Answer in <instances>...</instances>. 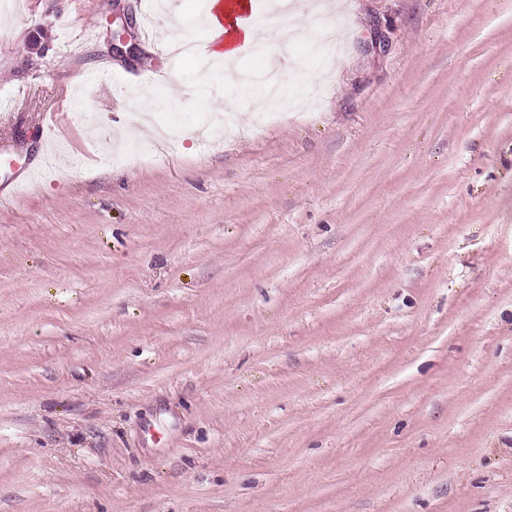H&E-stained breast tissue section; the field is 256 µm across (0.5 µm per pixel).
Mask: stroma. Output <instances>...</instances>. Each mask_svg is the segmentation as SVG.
<instances>
[{"label": "stroma", "instance_id": "1", "mask_svg": "<svg viewBox=\"0 0 512 512\" xmlns=\"http://www.w3.org/2000/svg\"><path fill=\"white\" fill-rule=\"evenodd\" d=\"M148 2L0 15V512H512V0L296 18V114Z\"/></svg>", "mask_w": 512, "mask_h": 512}]
</instances>
